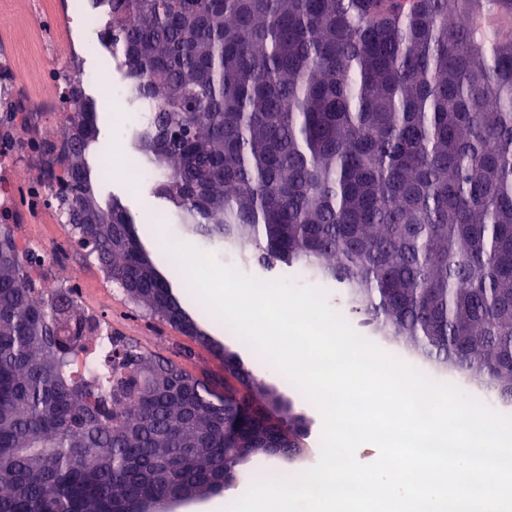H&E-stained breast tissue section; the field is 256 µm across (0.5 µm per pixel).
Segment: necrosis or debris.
Instances as JSON below:
<instances>
[{
  "label": "necrosis or debris",
  "instance_id": "necrosis-or-debris-1",
  "mask_svg": "<svg viewBox=\"0 0 512 512\" xmlns=\"http://www.w3.org/2000/svg\"><path fill=\"white\" fill-rule=\"evenodd\" d=\"M29 33L38 46L31 66L14 35L0 36V222L14 225L30 274L43 288L56 285V271H70L74 298H81L82 273L72 262L73 244L56 234L63 223L57 198L64 187L66 133L73 98L98 83L83 59L101 49L99 32L112 16V0H20ZM414 367L465 389L480 401L494 390L455 368L417 357Z\"/></svg>",
  "mask_w": 512,
  "mask_h": 512
}]
</instances>
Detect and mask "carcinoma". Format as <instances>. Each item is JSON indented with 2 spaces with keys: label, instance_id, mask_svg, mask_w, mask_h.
Segmentation results:
<instances>
[{
  "label": "carcinoma",
  "instance_id": "cac0c4a2",
  "mask_svg": "<svg viewBox=\"0 0 512 512\" xmlns=\"http://www.w3.org/2000/svg\"><path fill=\"white\" fill-rule=\"evenodd\" d=\"M104 36L183 223L321 271L384 331L512 395V0H112ZM69 132L65 227L210 345L124 208L98 202L82 95ZM100 327L35 286L0 223V512H129L305 451L307 420L234 355L198 377L122 336L94 347Z\"/></svg>",
  "mask_w": 512,
  "mask_h": 512
}]
</instances>
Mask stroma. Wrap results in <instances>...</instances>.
<instances>
[{
	"instance_id": "1",
	"label": "stroma",
	"mask_w": 512,
	"mask_h": 512,
	"mask_svg": "<svg viewBox=\"0 0 512 512\" xmlns=\"http://www.w3.org/2000/svg\"><path fill=\"white\" fill-rule=\"evenodd\" d=\"M97 126L100 139L88 154L91 169H98L99 158L109 144L121 143L126 157L139 166H146V157L132 145L130 130L117 126L114 117L108 112H97ZM101 201L119 199L135 221L136 230L142 231L144 249L158 263L161 273H168L175 258L169 254L164 239L158 238L154 225L169 224L179 226L185 243L214 254L217 259L233 266L240 273L262 281H294L295 267L283 264L267 267L254 258L244 257L239 248L230 243H219L199 234L190 224H179L177 213L168 199L155 194L154 182L140 185L128 183L120 174L103 176L95 183ZM76 262L83 267L88 287L83 295V304L98 316L111 320L113 331L119 332L137 342L143 350L168 357L197 375L215 376L223 374L224 363L205 350L192 348L191 341L178 331L153 320L145 312L135 307L119 289L106 284L103 274L94 258L76 255ZM330 306L338 312L361 337L376 344L385 352L400 356L407 351V344L400 338L384 335L366 315L353 312L346 304L345 294L339 286L326 291ZM208 336L221 344L223 350L238 354L242 361L251 365L255 373L284 400L290 401L296 412L303 414L310 422L311 434L307 440V454L297 460L301 469H309L320 458V440L323 419L317 407L305 400L298 389L292 388L290 380L283 375L259 351L248 346L232 328L218 319L209 317L201 325Z\"/></svg>"
}]
</instances>
